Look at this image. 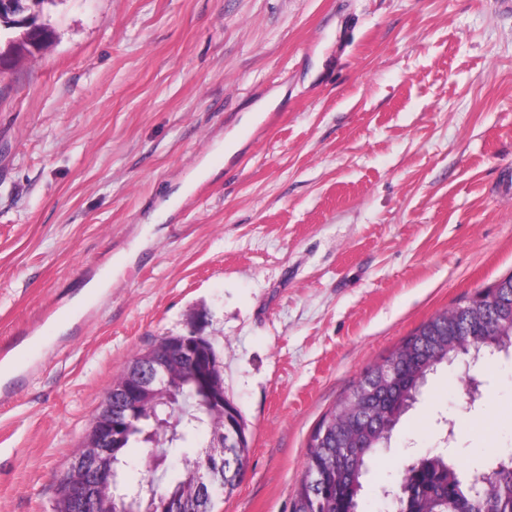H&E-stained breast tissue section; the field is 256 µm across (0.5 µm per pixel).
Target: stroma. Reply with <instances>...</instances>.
Listing matches in <instances>:
<instances>
[{
	"label": "stroma",
	"mask_w": 512,
	"mask_h": 512,
	"mask_svg": "<svg viewBox=\"0 0 512 512\" xmlns=\"http://www.w3.org/2000/svg\"><path fill=\"white\" fill-rule=\"evenodd\" d=\"M51 22L52 47L0 68V351L18 357L0 512H52L124 366L192 332L223 355L249 444L216 512H290L313 429L361 373L512 273V9L58 0ZM476 377L472 402L464 366L429 375L360 512H387L380 487L434 449L465 468L512 453V351Z\"/></svg>",
	"instance_id": "1"
}]
</instances>
